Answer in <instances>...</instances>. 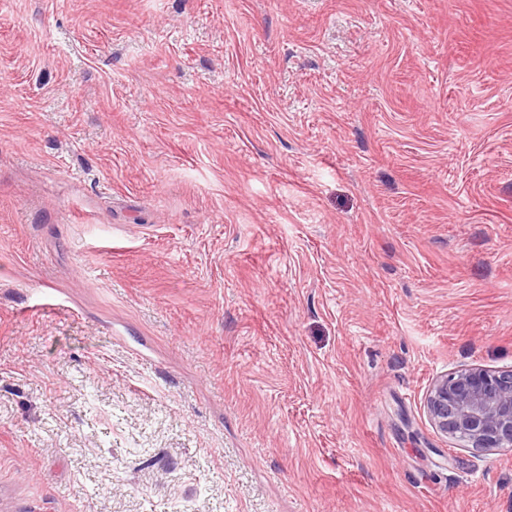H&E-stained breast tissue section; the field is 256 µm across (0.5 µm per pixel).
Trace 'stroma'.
Listing matches in <instances>:
<instances>
[{
    "label": "stroma",
    "mask_w": 512,
    "mask_h": 512,
    "mask_svg": "<svg viewBox=\"0 0 512 512\" xmlns=\"http://www.w3.org/2000/svg\"><path fill=\"white\" fill-rule=\"evenodd\" d=\"M472 365L512 0H0V512H512ZM434 428L473 451L512 450V371L468 367L437 378L425 396Z\"/></svg>",
    "instance_id": "obj_1"
}]
</instances>
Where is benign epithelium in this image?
<instances>
[{
    "mask_svg": "<svg viewBox=\"0 0 512 512\" xmlns=\"http://www.w3.org/2000/svg\"><path fill=\"white\" fill-rule=\"evenodd\" d=\"M434 428L473 451L512 450V371L468 367L437 378L425 396Z\"/></svg>",
    "mask_w": 512,
    "mask_h": 512,
    "instance_id": "obj_1",
    "label": "benign epithelium"
}]
</instances>
